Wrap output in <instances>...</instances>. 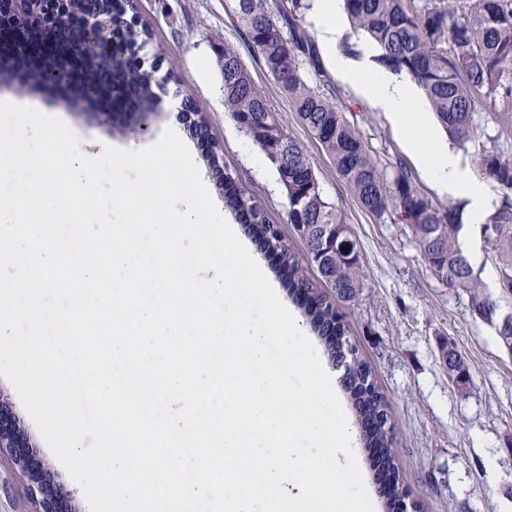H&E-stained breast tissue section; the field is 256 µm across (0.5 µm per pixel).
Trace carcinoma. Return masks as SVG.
I'll return each mask as SVG.
<instances>
[{"mask_svg": "<svg viewBox=\"0 0 512 512\" xmlns=\"http://www.w3.org/2000/svg\"><path fill=\"white\" fill-rule=\"evenodd\" d=\"M245 39L257 51L264 69L276 81L290 107L319 142L336 174L370 214L406 224L430 269L444 273L448 287L468 297L472 313L495 326L500 344L512 337L501 327L496 302L483 284L458 241L462 229L458 209L443 206L418 189L412 174L402 166L384 165L340 110L337 94L309 86L299 60L316 63L313 41L302 26L301 0H231ZM353 29L362 31L382 50L380 62L396 72H406L422 89L431 111L448 135L465 146L474 144L480 170L496 181L501 205L487 217L496 238L492 250L499 264L500 284L512 283V156L497 147L476 142L474 112L480 97L494 95L505 72L512 69V0H345ZM133 0H32L18 24L37 20L58 32L53 50L27 56L22 46L0 54V76L20 77L25 85L48 87L91 104L109 103L115 111L130 114L125 128L141 131L143 118L153 111L159 80L155 71L139 62L147 43V30L126 19ZM94 14L101 23L89 27L84 17ZM224 80V111L240 130L260 129L279 122L277 113L255 87L240 53L226 44L218 54ZM187 111L194 134L206 138L209 166L224 190V203L244 225L246 233L267 249L274 247L288 267V287L305 299V315L323 341L328 357L340 362L352 355L343 388L355 414L367 451L376 455L387 475L399 471L391 431L379 424L388 406L375 380L372 366L359 355L357 345L341 344L348 335L345 315L338 302L353 300L360 288V255L353 239L350 253L343 240L336 255L325 251L322 227L347 226L345 215L322 196L318 178L300 144L286 130L281 138L255 136L253 144L273 166L283 188L288 223L307 246L325 288L310 280L274 225L267 222L255 196L240 188L223 166V150L210 134L206 119L191 97ZM448 375L462 376L461 394L469 382L465 363L448 344Z\"/></svg>", "mask_w": 512, "mask_h": 512, "instance_id": "carcinoma-1", "label": "carcinoma"}]
</instances>
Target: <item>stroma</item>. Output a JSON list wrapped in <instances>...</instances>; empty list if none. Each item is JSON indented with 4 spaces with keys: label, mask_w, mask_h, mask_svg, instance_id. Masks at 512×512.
Masks as SVG:
<instances>
[{
    "label": "stroma",
    "mask_w": 512,
    "mask_h": 512,
    "mask_svg": "<svg viewBox=\"0 0 512 512\" xmlns=\"http://www.w3.org/2000/svg\"><path fill=\"white\" fill-rule=\"evenodd\" d=\"M131 17L149 36L140 57L166 79L168 95L148 117L149 130L124 131L85 103L34 87L19 91L16 82L0 80L1 96L35 98L50 116L76 134L80 149L95 157L104 146H146L166 129H179L191 156L203 153L201 142L179 114L180 93L191 95L205 115L212 137L238 185L254 194L269 223L276 225L299 256L307 248L288 224L277 175L267 158L224 110V82L217 67L223 44L236 47L257 89L278 114L289 135L307 154L324 199L350 224L361 259L362 288L344 307L352 340L369 361L388 404L394 448L409 499L419 512H512V355L499 344L496 331L473 315L467 296L442 284L423 259L410 228L379 220L365 211L337 176L320 144L301 124L274 79L266 73L227 0H134ZM306 82L339 91V107L365 144L383 164H404L422 192L436 202L449 198L430 186L403 134L384 113L373 110L360 92L325 62L303 66ZM477 138L486 146L512 142V112L501 96L483 98L476 108ZM464 251H476L471 265L500 314H512V295L503 293L497 263L480 225L459 234ZM249 253L279 288L280 300L303 323L323 369L335 372L320 338L306 326V316L288 294V274L275 255L249 242ZM453 342L470 377L460 394L448 377L440 347ZM0 395L30 440L32 464L49 469L70 501L72 512H90L82 488L70 477L42 437L10 380L0 375ZM39 495L29 473L8 450L0 451V512H36Z\"/></svg>",
    "instance_id": "35a3bbf8"
}]
</instances>
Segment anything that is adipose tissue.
I'll return each instance as SVG.
<instances>
[{
  "mask_svg": "<svg viewBox=\"0 0 512 512\" xmlns=\"http://www.w3.org/2000/svg\"><path fill=\"white\" fill-rule=\"evenodd\" d=\"M344 9V0H310L309 20L332 69L355 87L373 109L385 113L393 125L408 133V149L432 187L466 198L470 222L483 221L494 208L492 192L469 177L460 156L442 140L429 117L425 99L410 78L376 65L373 47H366L365 59L360 63L338 53L337 47L346 35L341 22Z\"/></svg>",
  "mask_w": 512,
  "mask_h": 512,
  "instance_id": "obj_1",
  "label": "adipose tissue"
}]
</instances>
